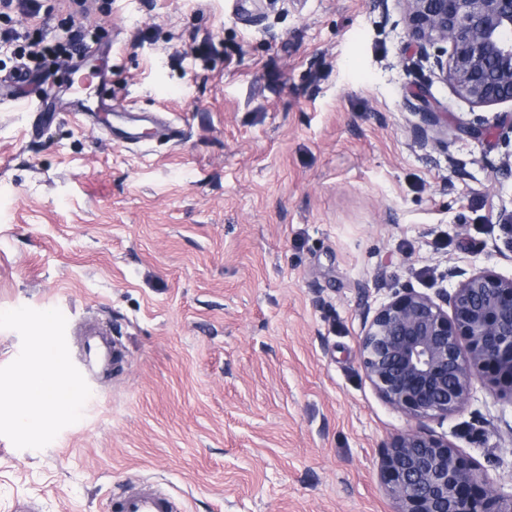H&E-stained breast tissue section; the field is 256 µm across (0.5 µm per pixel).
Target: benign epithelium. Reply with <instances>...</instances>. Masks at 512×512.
<instances>
[{
  "instance_id": "7a95c632",
  "label": "benign epithelium",
  "mask_w": 512,
  "mask_h": 512,
  "mask_svg": "<svg viewBox=\"0 0 512 512\" xmlns=\"http://www.w3.org/2000/svg\"><path fill=\"white\" fill-rule=\"evenodd\" d=\"M403 2L408 44L439 79L474 106L512 102V0ZM446 277L458 279L450 291L404 288L365 317V377L415 422L386 445L380 482L395 512H512V491L428 426L461 410L478 378L512 396V277L459 266Z\"/></svg>"
}]
</instances>
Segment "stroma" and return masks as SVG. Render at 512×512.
<instances>
[{
    "mask_svg": "<svg viewBox=\"0 0 512 512\" xmlns=\"http://www.w3.org/2000/svg\"><path fill=\"white\" fill-rule=\"evenodd\" d=\"M40 4L0 27L67 43ZM82 24L107 57L87 106L173 134L116 140L61 68L0 104V395L38 340L73 358L86 320L124 360L44 433L0 408V512H106L143 480L185 512H395L378 466L409 423L363 374L364 318L452 265L512 276V103L437 79L402 0H93ZM422 91L448 115L424 147ZM435 430L512 483V399L475 383Z\"/></svg>",
    "mask_w": 512,
    "mask_h": 512,
    "instance_id": "1",
    "label": "stroma"
}]
</instances>
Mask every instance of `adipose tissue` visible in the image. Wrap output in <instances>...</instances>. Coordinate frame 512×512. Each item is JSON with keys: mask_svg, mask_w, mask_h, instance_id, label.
Instances as JSON below:
<instances>
[{"mask_svg": "<svg viewBox=\"0 0 512 512\" xmlns=\"http://www.w3.org/2000/svg\"><path fill=\"white\" fill-rule=\"evenodd\" d=\"M21 380L25 407L19 422L29 431L44 429L62 419L77 397L68 383L64 358L54 353L38 354Z\"/></svg>", "mask_w": 512, "mask_h": 512, "instance_id": "adipose-tissue-1", "label": "adipose tissue"}]
</instances>
